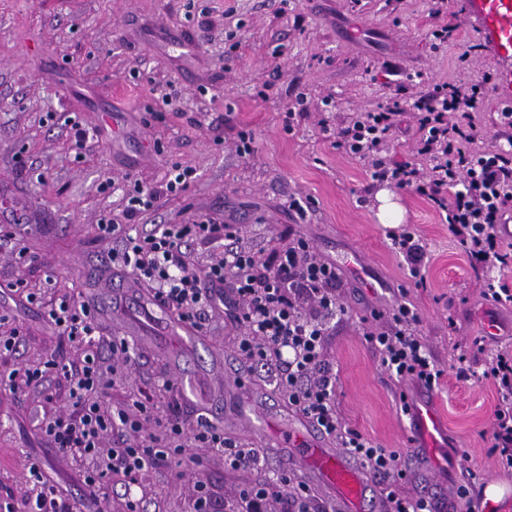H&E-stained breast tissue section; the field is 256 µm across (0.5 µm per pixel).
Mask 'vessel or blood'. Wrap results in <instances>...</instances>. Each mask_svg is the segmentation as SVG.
Segmentation results:
<instances>
[{"label":"vessel or blood","instance_id":"1","mask_svg":"<svg viewBox=\"0 0 512 512\" xmlns=\"http://www.w3.org/2000/svg\"><path fill=\"white\" fill-rule=\"evenodd\" d=\"M487 15L500 37L512 44V0H489ZM294 461L332 490L328 512H359L369 486L361 467L339 449L302 439Z\"/></svg>","mask_w":512,"mask_h":512}]
</instances>
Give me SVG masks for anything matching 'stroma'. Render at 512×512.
I'll return each instance as SVG.
<instances>
[{
  "label": "stroma",
  "mask_w": 512,
  "mask_h": 512,
  "mask_svg": "<svg viewBox=\"0 0 512 512\" xmlns=\"http://www.w3.org/2000/svg\"><path fill=\"white\" fill-rule=\"evenodd\" d=\"M442 28L447 36L436 38ZM189 35L195 57L174 59L169 40ZM508 80L512 54L492 42L470 0H0V333L16 328L25 338L0 359V374L77 357L47 314L49 301L70 296L94 308L102 336L129 344V366H117L97 394L102 406L147 389L144 432L162 435L161 420L175 410L189 434L206 419L264 458L262 469L234 471L189 438L182 456L144 471L132 488L117 476L91 488L84 461L59 455L40 428L45 414L70 409L64 383L0 389V504L26 512L34 463L79 512H127L131 496L144 512H194L197 482L221 502L269 474L300 475L290 450L247 435L256 424L273 433L290 409L267 371L239 353L240 329L223 306L180 337L164 311L132 300L113 308L132 277L108 266L113 242L98 223L122 213L132 180L159 185L179 164L196 169L195 182L131 228L182 224L202 211L235 219L258 249L286 244L292 229L304 234L343 273L336 295L346 312L331 321L325 348L345 421L401 453L407 493L460 512L455 486L472 471L476 494L490 482L507 490L489 512H512V471L489 454L494 387L453 369L484 325L512 326V306L484 300L444 217L426 197L396 188L402 226L426 251L427 279L415 285L376 216L364 161L333 145L353 113L475 84L474 147L495 148L507 132ZM71 117L89 131L83 145L68 134ZM243 132L252 148L244 157L235 151ZM292 197L301 211L289 209ZM394 301L416 309L444 371L438 388H408L417 406L439 414L431 448L416 444V422L399 410L401 387L363 337L364 318Z\"/></svg>",
  "instance_id": "stroma-1"
}]
</instances>
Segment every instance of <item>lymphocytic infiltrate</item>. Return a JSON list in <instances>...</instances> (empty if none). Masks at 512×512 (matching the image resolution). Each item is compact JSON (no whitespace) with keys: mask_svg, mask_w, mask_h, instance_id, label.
<instances>
[{"mask_svg":"<svg viewBox=\"0 0 512 512\" xmlns=\"http://www.w3.org/2000/svg\"><path fill=\"white\" fill-rule=\"evenodd\" d=\"M476 92L457 86L434 87L413 107L419 137L416 153L428 169L411 163L391 164L385 145L405 111L395 100L378 112H357L334 134L336 149L368 159L370 178L396 188H412L444 213L449 230L458 236L469 266L483 282L486 301L512 304V283L501 273L512 267L502 228L512 222V138L506 147L486 152L474 149L471 112ZM196 171L174 166L164 184L136 186L123 220L101 219L100 230L117 246L109 259L151 288L179 322L202 329L214 303L224 304L243 329L239 349L255 364L266 367L279 394L322 434L335 441L372 476L382 478L384 512H434L426 497H410L404 490L407 472L399 452L375 444L346 425L336 398L337 375L327 360L324 343L329 324L344 307L336 296L340 273L335 263L320 258L301 235L287 245L255 250L236 225L207 214L189 224H158L133 237L124 221L154 209L161 198L186 191ZM394 252L418 284L426 281L425 248L414 233H390ZM220 243L221 257L206 262L192 259V242ZM48 316L54 325L83 347L80 363L60 365L48 360L40 368H16L7 376L17 389L45 381L48 373L65 380L73 410L46 419L45 432L65 454L97 457L104 433L133 435L134 443L112 451L105 465L94 466L87 485L105 482L112 472L135 479L153 465L184 453V425L178 418L163 424L164 438L142 431L140 413L148 395L127 407L108 411L93 400L103 385L106 356L128 353L125 341H102L96 335L94 314L86 303L70 297L55 301ZM375 328L364 334L384 370L396 382H410L432 390L444 375L431 357L420 330V317L402 301L373 310ZM474 355L459 354L454 367L459 379L490 381L497 392L491 452L500 467L512 469V343L476 337ZM194 440L202 448L223 454L234 470L260 467L261 457L244 444L225 439L223 431L201 423ZM285 501L286 512H312L313 496L302 482L281 475L240 490L227 512H267L270 499Z\"/></svg>","mask_w":512,"mask_h":512,"instance_id":"f902f5d3","label":"lymphocytic infiltrate"}]
</instances>
